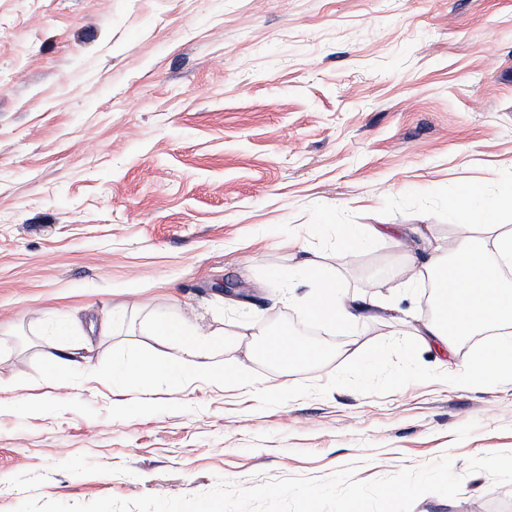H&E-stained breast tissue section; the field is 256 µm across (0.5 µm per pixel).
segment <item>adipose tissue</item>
Instances as JSON below:
<instances>
[{
    "mask_svg": "<svg viewBox=\"0 0 512 512\" xmlns=\"http://www.w3.org/2000/svg\"><path fill=\"white\" fill-rule=\"evenodd\" d=\"M496 205L478 200L472 187L460 189L457 214L461 222L479 224L486 238L476 242L463 237L451 248V262L444 265L431 260L425 269H410L409 279L420 274L453 282V289H435L436 310L424 326V333L435 344L450 348L457 336H474L512 324V289L501 281V266L512 265V232L501 230L495 222ZM360 305H347L336 298L335 280L324 282L313 302L310 314L324 326L350 331L359 317ZM457 334H450L449 325ZM152 329L166 344L165 352H140L132 355L118 370V378L142 390L158 378L175 382L199 381L221 384L232 381L240 387L253 385L254 378L245 363L225 367L218 359L224 339L211 331L181 321L154 320ZM512 372V338L506 337L488 347L471 364L468 375L492 379Z\"/></svg>",
    "mask_w": 512,
    "mask_h": 512,
    "instance_id": "adipose-tissue-1",
    "label": "adipose tissue"
}]
</instances>
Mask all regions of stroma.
<instances>
[{"label":"stroma","instance_id":"35a3bbf8","mask_svg":"<svg viewBox=\"0 0 512 512\" xmlns=\"http://www.w3.org/2000/svg\"><path fill=\"white\" fill-rule=\"evenodd\" d=\"M464 185L512 197V0H0V512L446 455L458 495L412 512H512V376L460 383L484 341L427 346L404 276L466 236ZM326 275L367 312L319 342ZM104 309L70 341L97 382L46 386L41 337ZM150 317L230 334L255 385L140 410L112 374ZM271 328L310 356L259 358ZM367 227L363 228L360 231H356L353 229L346 228L344 229L341 237L340 243L347 249L358 248L362 244H367L371 240L379 237L385 236L389 234L388 232L383 231L375 225H366Z\"/></svg>","mask_w":512,"mask_h":512}]
</instances>
